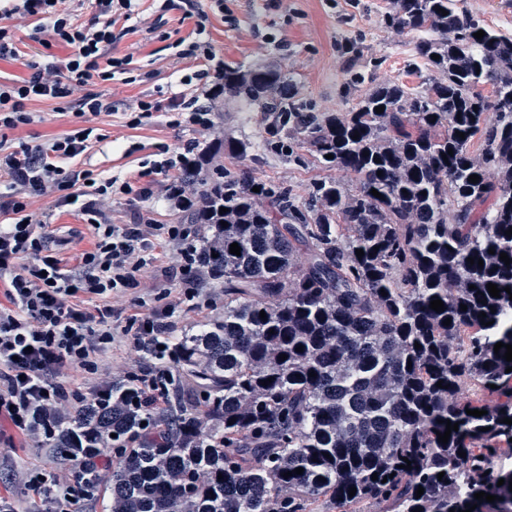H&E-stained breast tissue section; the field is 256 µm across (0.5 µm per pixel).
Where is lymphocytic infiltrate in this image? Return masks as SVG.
Listing matches in <instances>:
<instances>
[{"label":"lymphocytic infiltrate","instance_id":"f902f5d3","mask_svg":"<svg viewBox=\"0 0 512 512\" xmlns=\"http://www.w3.org/2000/svg\"><path fill=\"white\" fill-rule=\"evenodd\" d=\"M65 0H6L0 6V59L15 58L14 22H34L35 42L51 39L70 47L66 57L47 63L28 62V77L0 83V173L8 182L0 193V214L10 217L0 225V423L31 437L48 433L49 416L65 399L50 373L69 368H91L92 357L110 343L112 308L106 303L114 293L139 287L138 271L150 265L151 249L161 241L175 247L182 277L195 288L204 285L197 260L200 240L181 224H159L146 212L133 223L111 219L112 199L132 192L129 183L97 178L92 169H76L70 162L84 156L94 140L93 127L81 125L86 115L109 113L110 101L89 89L94 81H108L126 73L129 57H107L119 35V19H131L138 0H94L96 13L87 22H75L64 9ZM161 10L178 8L195 18L199 40L179 51L182 59L202 60L195 72L201 80L200 99L170 102V109L185 126L198 132L197 140L183 144L162 159L151 161L152 173L163 178L161 195L180 212L195 208L191 182L184 173L204 178L217 167L207 159L199 138L215 127L214 115L224 100V59L203 40L209 15L224 9V0H161ZM84 88L73 116L74 124L49 142L13 150L9 131L32 124L34 101L63 100ZM55 194L57 207L77 210L94 230L92 247L74 268H66L52 253L54 238L44 224L30 222L34 198ZM98 300L95 309L77 304V296ZM173 309L154 311L137 327V346L153 358L173 357Z\"/></svg>","mask_w":512,"mask_h":512}]
</instances>
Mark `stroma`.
<instances>
[{
  "mask_svg": "<svg viewBox=\"0 0 512 512\" xmlns=\"http://www.w3.org/2000/svg\"><path fill=\"white\" fill-rule=\"evenodd\" d=\"M391 0H224L223 14L210 18L205 33L215 51L229 65L273 66L290 77L299 98L317 112H345L357 102L358 88L349 85V72L375 71L378 79L397 80L416 87L424 73L413 61L412 34L389 27L385 15ZM124 36L109 50L116 57L130 56L129 75H115L106 82H95L94 92L115 104L112 113L88 116L102 140L93 144L87 156L95 173L130 182L134 192L112 203V221L130 223L134 212L149 210L160 224H176L179 211L158 198L139 196L141 187L156 182L147 163L162 149L176 150L193 140L189 127L170 125L166 108L172 97H191L194 85L184 84L185 76L200 70V63L175 56L176 42L194 41L195 21L174 9L160 12L156 0H141L139 14L129 21H118ZM32 22L17 32L20 57L0 60V82L11 83L28 76L27 61H47L65 57L67 48L43 46L30 40ZM141 99L160 102L162 109L143 125L129 128L126 112ZM34 123L11 131L12 146L35 145L49 141L69 129L73 105L69 101L34 102L30 105ZM216 137L225 141H245V154L221 155L225 167L247 172L304 193L310 182L333 178L351 185L352 172L324 168L305 158L299 163L286 157L265 154L258 145L265 135L259 113L235 102L222 105L216 119ZM33 221L49 223L51 231L65 238L68 245L61 256L66 267H74L80 254L91 248L92 230L77 212L55 208L52 197L37 198L31 208ZM155 265L143 272L144 287L129 289L111 300L114 323L125 326L148 316L151 310L172 304L176 307V336L200 327L224 311L221 282H210L206 300L192 304L184 295L180 276L164 277L163 269L177 262L174 250L164 244L154 251ZM94 360L96 374L82 369L64 372L58 383L69 393L62 414H73L83 405L91 380L119 383L129 375L153 368V358L138 351L133 336L117 335ZM60 465L52 449L10 428L0 429V494L13 498L20 512H55V505L40 500L29 488L25 474L35 469H57Z\"/></svg>",
  "mask_w": 512,
  "mask_h": 512,
  "instance_id": "35a3bbf8",
  "label": "stroma"
}]
</instances>
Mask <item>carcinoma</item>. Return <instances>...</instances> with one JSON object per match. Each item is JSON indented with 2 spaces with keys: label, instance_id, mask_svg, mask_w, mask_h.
<instances>
[{
  "label": "carcinoma",
  "instance_id": "1",
  "mask_svg": "<svg viewBox=\"0 0 512 512\" xmlns=\"http://www.w3.org/2000/svg\"><path fill=\"white\" fill-rule=\"evenodd\" d=\"M386 20L413 34L428 78L413 91L351 72L370 87L347 112L313 111L279 69L224 66V98L267 121L263 150L305 151L356 184L318 179L301 201L228 168L197 183L202 211L228 208L200 258L224 280V315L179 340L164 408L115 387L108 408L58 414L49 433L62 461L112 446L109 512H306L322 497L339 512H512V471L496 465L512 361L494 352L512 345V35L457 0H391ZM446 420L458 430L443 444Z\"/></svg>",
  "mask_w": 512,
  "mask_h": 512
}]
</instances>
